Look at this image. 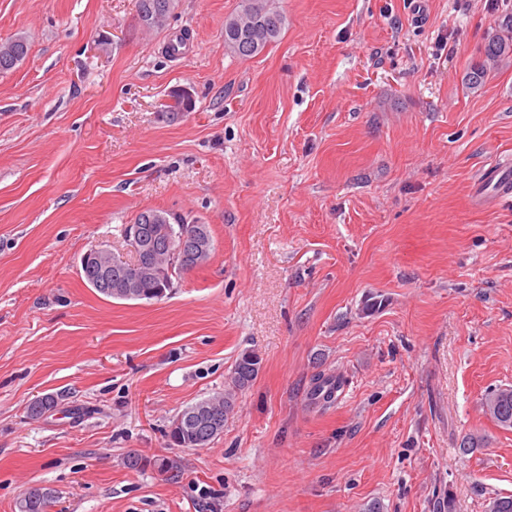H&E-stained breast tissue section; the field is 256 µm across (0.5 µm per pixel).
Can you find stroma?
<instances>
[{
    "label": "stroma",
    "mask_w": 512,
    "mask_h": 512,
    "mask_svg": "<svg viewBox=\"0 0 512 512\" xmlns=\"http://www.w3.org/2000/svg\"><path fill=\"white\" fill-rule=\"evenodd\" d=\"M238 5L148 32L135 0H0V42L30 46L0 74V512L34 484L56 512H487L512 495L482 407L512 387V203L472 187L512 156V65L464 76L512 0H279L246 60ZM148 208L209 225L210 260L158 302L99 295L81 256L125 253ZM245 349L223 434L169 446ZM320 375L344 380L325 406ZM243 20L252 26L238 27ZM285 25L276 0H240L239 9L224 21V47L241 59L252 58L276 42Z\"/></svg>",
    "instance_id": "35a3bbf8"
}]
</instances>
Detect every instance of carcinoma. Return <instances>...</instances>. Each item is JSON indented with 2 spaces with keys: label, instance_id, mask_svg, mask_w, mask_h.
I'll return each mask as SVG.
<instances>
[{
  "label": "carcinoma",
  "instance_id": "carcinoma-1",
  "mask_svg": "<svg viewBox=\"0 0 512 512\" xmlns=\"http://www.w3.org/2000/svg\"><path fill=\"white\" fill-rule=\"evenodd\" d=\"M176 0H136L139 19L149 16H170ZM286 25V16L276 0H240L239 9L224 21V47L231 54L248 59L261 53L271 43L277 41ZM29 51L23 38H15L0 43V73L13 70L22 63ZM512 53V38L496 37L485 45L483 59L473 65L466 75L467 84L473 88L482 85L488 72ZM158 214L166 217L175 212L162 209H146L134 218L136 224H147L159 240L166 238L164 223H147V219ZM101 295L120 300L152 301L167 296V289L147 277L137 280L135 288H112L103 282L96 288ZM262 364L260 354L252 349L241 351L231 369L224 391L203 398L183 409L173 418L167 438L169 444L179 448H204L212 440L224 433V425L232 415L239 393L251 387L256 381ZM340 379L331 380L318 376L312 396L327 402L340 387ZM58 406V398L46 394L30 402L28 413L32 418H41ZM483 408L498 424L512 427V388H499L488 392ZM195 413L214 424L200 430L189 424L186 416ZM55 502V491L42 485L29 487L18 503L19 512H43V506Z\"/></svg>",
  "mask_w": 512,
  "mask_h": 512
}]
</instances>
